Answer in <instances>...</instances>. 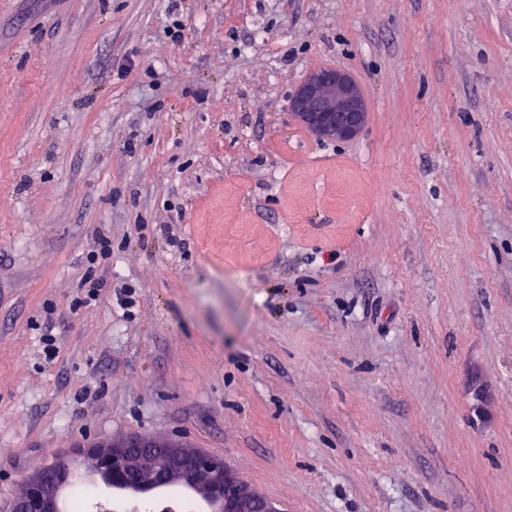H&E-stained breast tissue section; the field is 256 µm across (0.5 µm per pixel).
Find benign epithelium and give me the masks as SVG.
I'll return each instance as SVG.
<instances>
[{
	"label": "benign epithelium",
	"mask_w": 512,
	"mask_h": 512,
	"mask_svg": "<svg viewBox=\"0 0 512 512\" xmlns=\"http://www.w3.org/2000/svg\"><path fill=\"white\" fill-rule=\"evenodd\" d=\"M291 119L319 140H353L368 121L362 87L348 72L321 67L312 71L289 103ZM97 475L113 491L138 499L146 486L160 493L174 481L199 494L208 512H280L257 495L223 459L199 450H186L168 438L129 434L94 445ZM65 469L41 466L26 480L23 493L9 512H56L51 488L64 479Z\"/></svg>",
	"instance_id": "obj_1"
}]
</instances>
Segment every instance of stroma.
<instances>
[{"instance_id":"35a3bbf8","label":"stroma","mask_w":512,"mask_h":512,"mask_svg":"<svg viewBox=\"0 0 512 512\" xmlns=\"http://www.w3.org/2000/svg\"><path fill=\"white\" fill-rule=\"evenodd\" d=\"M323 66L354 140L288 115ZM129 432L281 512H512V0H0V512ZM288 114L319 140H353L368 121L358 80L330 67L316 69L305 78L290 100Z\"/></svg>"}]
</instances>
